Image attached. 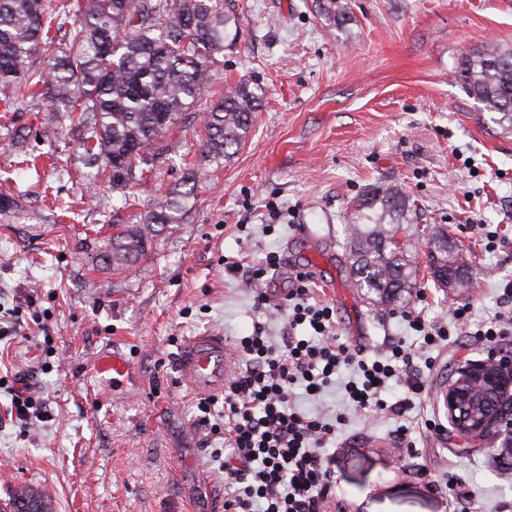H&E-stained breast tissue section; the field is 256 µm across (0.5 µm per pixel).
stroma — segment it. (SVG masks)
<instances>
[{"instance_id":"35a3bbf8","label":"stroma","mask_w":512,"mask_h":512,"mask_svg":"<svg viewBox=\"0 0 512 512\" xmlns=\"http://www.w3.org/2000/svg\"><path fill=\"white\" fill-rule=\"evenodd\" d=\"M237 36L195 112L226 87L250 81L266 90L246 144L221 163L203 159L198 119L167 133L168 159L135 186L132 204L112 189L109 172L85 168L68 124L41 139L50 113L3 112L0 125L29 128L34 166L22 146L0 133V192L17 195L20 215L0 216V377L34 363V390L46 418L13 425L0 391V500L32 485L54 512H224V438L199 426L201 398L176 362L197 336H283L286 319L255 295L280 296L296 267L318 255L349 297L335 304L336 332L364 338V358L389 343L418 346L415 360L427 396L405 416L355 411L343 370L319 398L296 392L305 412L344 415L327 445L336 495L346 512H452L466 492L483 512H512V456L504 440L461 435L437 394L458 366L486 360L476 332L494 320L512 282V133L462 87L464 55L496 43L512 47V0H349L350 20L329 27L313 0H226ZM193 187L179 223L158 234L135 267L112 273L95 253L112 224H134L182 182ZM384 186L404 195L411 219L400 234L418 263L426 241L445 229L463 248L472 285L437 288L420 271L407 303L385 307L351 288L347 226L365 194ZM310 225L314 239L298 234ZM494 231L487 241L486 231ZM281 266L272 279L248 282L225 262ZM470 307L467 327L421 349L402 314L430 323L450 308ZM120 343L131 364L119 388L98 382L100 351ZM432 418L440 434L421 436ZM410 429V447L393 437ZM424 465L426 476L410 471ZM448 487L431 493L428 478Z\"/></svg>"}]
</instances>
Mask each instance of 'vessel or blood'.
Listing matches in <instances>:
<instances>
[{
    "mask_svg": "<svg viewBox=\"0 0 512 512\" xmlns=\"http://www.w3.org/2000/svg\"><path fill=\"white\" fill-rule=\"evenodd\" d=\"M232 355L222 340L211 336L194 338L177 364L181 379L193 390L208 393L223 390L233 368ZM130 370L124 357L105 352L96 359L95 372L100 379L119 381Z\"/></svg>",
    "mask_w": 512,
    "mask_h": 512,
    "instance_id": "vessel-or-blood-1",
    "label": "vessel or blood"
}]
</instances>
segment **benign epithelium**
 Returning a JSON list of instances; mask_svg holds the SVG:
<instances>
[{"label":"benign epithelium","mask_w":512,"mask_h":512,"mask_svg":"<svg viewBox=\"0 0 512 512\" xmlns=\"http://www.w3.org/2000/svg\"><path fill=\"white\" fill-rule=\"evenodd\" d=\"M441 392L448 418L463 435L483 437L502 431L508 419L503 398L512 389V367L490 358L463 365Z\"/></svg>","instance_id":"1"}]
</instances>
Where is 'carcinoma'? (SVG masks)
Instances as JSON below:
<instances>
[{
  "label": "carcinoma",
  "instance_id": "carcinoma-1",
  "mask_svg": "<svg viewBox=\"0 0 512 512\" xmlns=\"http://www.w3.org/2000/svg\"><path fill=\"white\" fill-rule=\"evenodd\" d=\"M329 26L350 20L348 0H316ZM236 22L224 0H0V93L13 110L45 102L81 131L89 168L111 171L122 193L145 180L167 155L165 134L193 108L224 57L228 26ZM69 26L68 40L52 31ZM43 59L47 65L36 64ZM468 95L499 114L512 133V50L498 46L462 57ZM266 96L258 84L229 87L203 117L202 154L219 163L248 139L254 113ZM188 191L161 199L137 224L112 225V271L129 270L146 253L158 229L176 224ZM351 225L348 267L353 285L386 306H398L414 289L417 261L396 241L408 218L406 197L377 187L358 203ZM429 275L443 287L442 272L457 274L454 286L470 284L461 248L438 231L427 240ZM53 512L49 496L22 486L10 496L9 512Z\"/></svg>",
  "mask_w": 512,
  "mask_h": 512
}]
</instances>
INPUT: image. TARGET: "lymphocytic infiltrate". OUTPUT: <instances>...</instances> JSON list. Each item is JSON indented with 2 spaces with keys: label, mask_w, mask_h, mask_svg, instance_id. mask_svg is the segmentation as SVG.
<instances>
[{
  "label": "lymphocytic infiltrate",
  "mask_w": 512,
  "mask_h": 512,
  "mask_svg": "<svg viewBox=\"0 0 512 512\" xmlns=\"http://www.w3.org/2000/svg\"><path fill=\"white\" fill-rule=\"evenodd\" d=\"M310 283V275L296 273L285 310L289 334L281 342L258 333L236 344L245 368L224 391V512H329L336 479L325 445L336 426L294 408V387L321 395L343 368L353 367L359 378L345 386L353 408L401 417L425 398L415 351L397 341L383 359L366 361L340 342L333 308L314 302ZM305 323L313 339L296 336ZM392 380L402 382L406 391L390 404L381 393Z\"/></svg>",
  "instance_id": "lymphocytic-infiltrate-1"
}]
</instances>
